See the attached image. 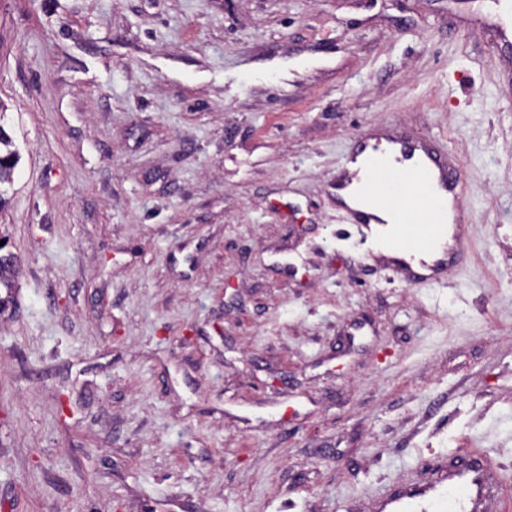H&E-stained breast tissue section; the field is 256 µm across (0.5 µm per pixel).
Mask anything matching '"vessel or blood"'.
Listing matches in <instances>:
<instances>
[{
    "label": "vessel or blood",
    "mask_w": 512,
    "mask_h": 512,
    "mask_svg": "<svg viewBox=\"0 0 512 512\" xmlns=\"http://www.w3.org/2000/svg\"><path fill=\"white\" fill-rule=\"evenodd\" d=\"M355 180L370 186L383 205L403 199L412 202L402 223L391 226L380 224L366 209L345 205L348 222L354 224L360 243L367 248L381 250L398 242L425 247L435 233L414 226L418 211H435L455 224L467 221L458 205L459 178L441 151L423 138L387 128L360 133L330 187L338 194ZM388 263L409 284L426 276L437 278L441 272L439 266L427 265L422 259L392 257ZM496 484L497 476L484 456L471 453L455 460L434 482L396 488L381 500L379 512H488Z\"/></svg>",
    "instance_id": "vessel-or-blood-1"
}]
</instances>
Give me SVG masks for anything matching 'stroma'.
I'll return each mask as SVG.
<instances>
[{"label": "stroma", "mask_w": 512, "mask_h": 512, "mask_svg": "<svg viewBox=\"0 0 512 512\" xmlns=\"http://www.w3.org/2000/svg\"><path fill=\"white\" fill-rule=\"evenodd\" d=\"M500 0H0L6 512H373L483 453L512 505ZM446 150L466 264L403 282L328 182ZM12 140L5 128L0 124V208L7 203L5 197L8 188L14 183V170L18 164L19 157L16 151L10 149L2 152V146L10 147ZM17 274L14 256L0 257V314L3 313L9 303L14 300L13 290L16 288L15 276ZM2 288L5 296H2Z\"/></svg>", "instance_id": "1"}]
</instances>
